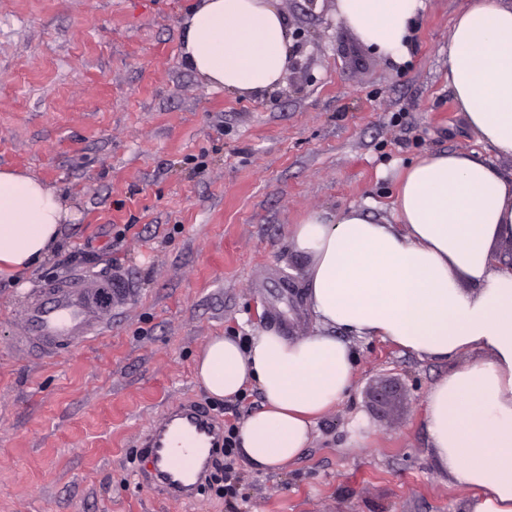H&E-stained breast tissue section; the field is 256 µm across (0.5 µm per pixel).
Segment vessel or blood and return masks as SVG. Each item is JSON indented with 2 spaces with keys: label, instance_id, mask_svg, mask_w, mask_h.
Wrapping results in <instances>:
<instances>
[{
  "label": "vessel or blood",
  "instance_id": "vessel-or-blood-1",
  "mask_svg": "<svg viewBox=\"0 0 512 512\" xmlns=\"http://www.w3.org/2000/svg\"><path fill=\"white\" fill-rule=\"evenodd\" d=\"M123 275L104 281L78 274L40 287L23 306L21 333L27 343L84 342L98 335L113 301L126 296ZM224 443V428L198 406L176 402L139 438L148 487L173 499L196 494L216 448Z\"/></svg>",
  "mask_w": 512,
  "mask_h": 512
}]
</instances>
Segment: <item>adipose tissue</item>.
<instances>
[{
	"mask_svg": "<svg viewBox=\"0 0 512 512\" xmlns=\"http://www.w3.org/2000/svg\"><path fill=\"white\" fill-rule=\"evenodd\" d=\"M423 0H337L340 17L382 54L406 57ZM293 41L276 0H200L185 21L187 66L216 89L274 88ZM448 87L478 149L441 152L403 170L398 221L360 209L309 212L292 244L307 261L313 332L261 327L247 342L215 336L196 376L218 399L256 386L260 409L238 430L254 469L275 471L308 447L321 416L353 383L345 335L375 336L451 367L425 398L439 464L471 496L468 512H512V0H471L448 42ZM69 211L39 179L0 170V275L41 262ZM465 358L463 366L454 361Z\"/></svg>",
	"mask_w": 512,
	"mask_h": 512,
	"instance_id": "obj_1",
	"label": "adipose tissue"
}]
</instances>
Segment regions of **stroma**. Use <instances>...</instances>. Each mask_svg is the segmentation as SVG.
Returning <instances> with one entry per match:
<instances>
[{"instance_id":"obj_1","label":"stroma","mask_w":512,"mask_h":512,"mask_svg":"<svg viewBox=\"0 0 512 512\" xmlns=\"http://www.w3.org/2000/svg\"><path fill=\"white\" fill-rule=\"evenodd\" d=\"M469 0H425L398 63L336 0H278L304 34L271 92L212 89L183 58L197 0H0V167L38 177L71 220L21 282L0 276V512H465L437 462L424 400L450 362L351 337L354 382L289 467L238 457L232 495L172 501L137 479L139 434L173 402L241 425L257 388L212 397L196 360L215 336L307 335L313 209L373 200L391 218L416 159L476 149L448 88V37ZM119 273L102 334L14 347L13 310L45 283Z\"/></svg>"}]
</instances>
